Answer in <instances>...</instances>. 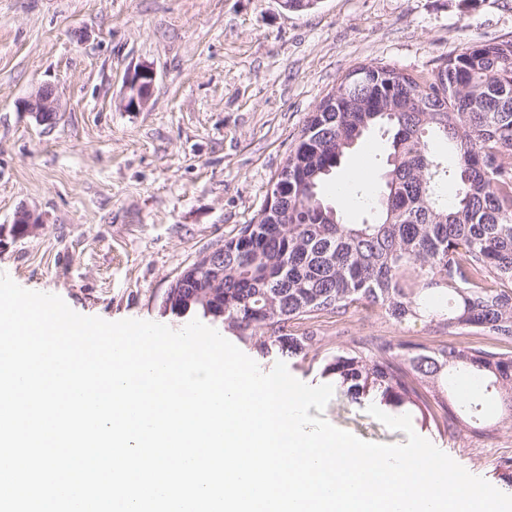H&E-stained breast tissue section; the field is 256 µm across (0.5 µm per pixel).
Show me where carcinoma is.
Wrapping results in <instances>:
<instances>
[{
    "label": "carcinoma",
    "instance_id": "cac0c4a2",
    "mask_svg": "<svg viewBox=\"0 0 512 512\" xmlns=\"http://www.w3.org/2000/svg\"><path fill=\"white\" fill-rule=\"evenodd\" d=\"M359 68V90L339 82L295 137L288 221L259 212L224 240V324L262 352L297 355L321 346L318 318L376 306L398 327L423 321L512 344V39L466 45L427 77ZM375 127L391 134L380 206L373 220L345 224L322 188ZM434 140L451 145L454 166ZM444 180L457 186L450 202ZM326 370L355 396L379 394L449 430L481 420L482 399L461 401L454 388L479 372L502 419L475 432L494 435L512 419L511 351L373 336L337 348Z\"/></svg>",
    "mask_w": 512,
    "mask_h": 512
}]
</instances>
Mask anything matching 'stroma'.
<instances>
[{
  "label": "stroma",
  "mask_w": 512,
  "mask_h": 512,
  "mask_svg": "<svg viewBox=\"0 0 512 512\" xmlns=\"http://www.w3.org/2000/svg\"><path fill=\"white\" fill-rule=\"evenodd\" d=\"M512 39V0H0V273L59 295L77 313L180 329L191 314L166 305L202 251L236 235L265 203L297 133L352 68L381 63L430 73L463 45ZM153 70L147 104L126 106V80ZM59 98L52 123L24 109L42 86ZM386 136L361 138L333 174L345 222L372 218ZM41 224L11 234L20 209ZM320 349L260 353L220 333L261 371L284 361L298 380L334 387L325 419L370 442L404 432L368 414L324 367L338 345L372 336L430 342L380 310L322 318ZM415 431L473 475L501 487L512 470V425L492 448L466 428Z\"/></svg>",
  "instance_id": "obj_1"
}]
</instances>
